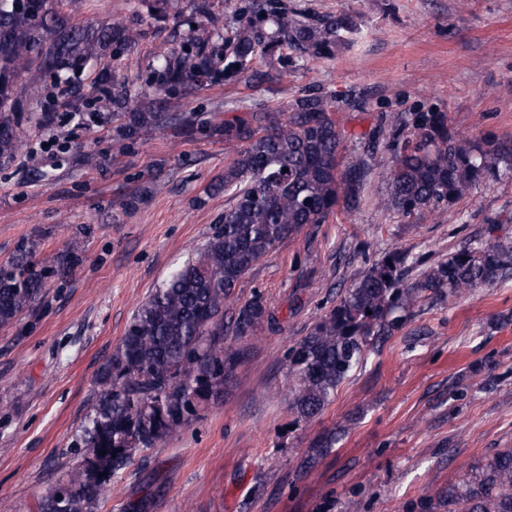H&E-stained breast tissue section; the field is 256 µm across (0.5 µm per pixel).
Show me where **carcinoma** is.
<instances>
[{
    "label": "carcinoma",
    "mask_w": 512,
    "mask_h": 512,
    "mask_svg": "<svg viewBox=\"0 0 512 512\" xmlns=\"http://www.w3.org/2000/svg\"><path fill=\"white\" fill-rule=\"evenodd\" d=\"M231 34L191 39L150 69L156 98L131 93L129 82L107 71L90 86H112L113 119L122 152L137 140L176 130L204 133L240 145L224 167L230 205L222 226L176 269L133 314L125 334L96 377V400L77 437L82 462L51 489L39 512H101L112 478L145 452L179 436L224 397L228 376L243 356L224 337L251 336L273 320L262 293L239 304V282L252 266L307 224L354 211L375 167L386 194L378 207L408 219L439 216L473 196L500 163L512 166V142L475 140L452 133L446 112L393 113L387 131L369 135L365 150L345 155L332 99H295L285 111L259 108L197 122L181 100L216 80L254 81L279 50L331 59L357 30L350 14L308 18L284 0H242ZM140 30L124 22L89 28L71 21L50 0H0V166L20 154L19 125L41 102L45 86L64 84L83 95L78 73L87 62L135 49ZM390 161L376 164L378 147ZM491 224L484 234L431 265L391 248L383 253L288 352V401L306 422L335 398L337 388L410 319L424 300L443 302L512 277V238ZM74 241L65 254L47 256L46 268L80 262ZM43 270L28 259L0 269V327L11 325L42 293ZM336 432L311 443L297 475L309 473L336 445ZM107 476H102V473ZM448 512H512V448L486 459L478 473L448 486Z\"/></svg>",
    "instance_id": "obj_1"
}]
</instances>
